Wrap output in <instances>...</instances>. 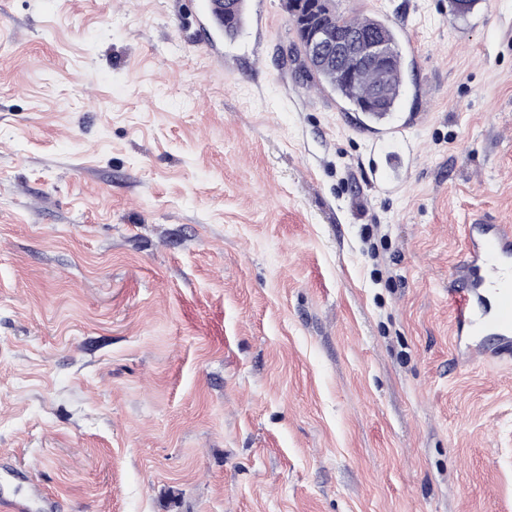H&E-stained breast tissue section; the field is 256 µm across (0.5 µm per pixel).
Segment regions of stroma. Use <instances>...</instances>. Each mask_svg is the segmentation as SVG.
<instances>
[{
	"label": "stroma",
	"mask_w": 512,
	"mask_h": 512,
	"mask_svg": "<svg viewBox=\"0 0 512 512\" xmlns=\"http://www.w3.org/2000/svg\"><path fill=\"white\" fill-rule=\"evenodd\" d=\"M0 0V459L56 512H512V360L451 335L512 225V0L397 28L392 138L284 0ZM224 1V34L235 35L243 26L244 0Z\"/></svg>",
	"instance_id": "1"
}]
</instances>
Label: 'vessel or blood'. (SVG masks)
<instances>
[{"label":"vessel or blood","instance_id":"vessel-or-blood-1","mask_svg":"<svg viewBox=\"0 0 512 512\" xmlns=\"http://www.w3.org/2000/svg\"><path fill=\"white\" fill-rule=\"evenodd\" d=\"M469 260L458 289L453 317L454 334L499 336L500 353L512 351V226L469 224L465 227ZM52 512L51 501L38 499L16 474L0 475V512Z\"/></svg>","mask_w":512,"mask_h":512}]
</instances>
